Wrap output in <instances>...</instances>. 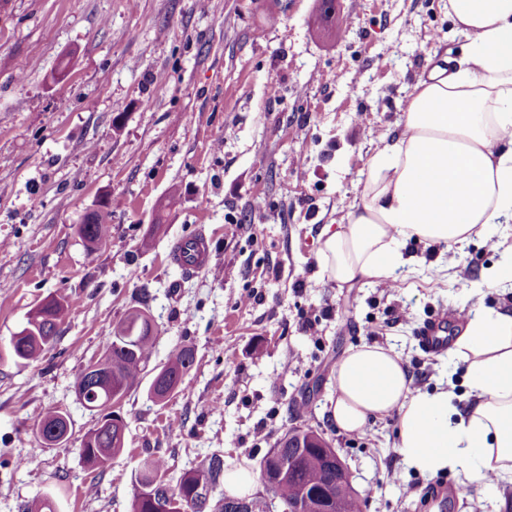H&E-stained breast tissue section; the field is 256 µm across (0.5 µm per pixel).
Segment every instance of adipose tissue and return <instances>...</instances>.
Instances as JSON below:
<instances>
[{"mask_svg": "<svg viewBox=\"0 0 512 512\" xmlns=\"http://www.w3.org/2000/svg\"><path fill=\"white\" fill-rule=\"evenodd\" d=\"M466 43L419 78L397 137L373 157L340 230L323 228L319 259L337 286L391 279L408 242L461 245L512 222V0H448ZM450 355L468 364L471 401L411 393L400 353L350 349L334 374L332 418L348 433L397 414L407 467L470 481L512 473V314L471 308Z\"/></svg>", "mask_w": 512, "mask_h": 512, "instance_id": "obj_1", "label": "adipose tissue"}]
</instances>
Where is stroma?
I'll return each instance as SVG.
<instances>
[{"instance_id": "35a3bbf8", "label": "stroma", "mask_w": 512, "mask_h": 512, "mask_svg": "<svg viewBox=\"0 0 512 512\" xmlns=\"http://www.w3.org/2000/svg\"><path fill=\"white\" fill-rule=\"evenodd\" d=\"M321 11L322 0H0V512L47 492L61 512H131L147 459L165 460L173 486L214 452L258 467L308 424L345 462L362 512H430L424 491L441 481L457 490L451 512L475 499L512 512V477L485 487L408 468L397 416L355 434L329 416L336 364L364 343L395 348L412 390L444 388L462 406L466 364L424 353L417 330L441 310H512V287L486 284L495 233L409 243L416 262L394 289L323 273L322 226L343 221L401 102L464 39L448 0H335L326 25ZM107 203L110 236L88 252L78 227ZM193 233L213 263L187 273L170 254ZM144 296L149 368L183 346L194 366L165 402L146 379L124 398V448L92 472L78 446L99 414L75 372ZM52 297L68 305L55 344L33 361L7 356ZM53 411L72 435L32 456Z\"/></svg>"}]
</instances>
